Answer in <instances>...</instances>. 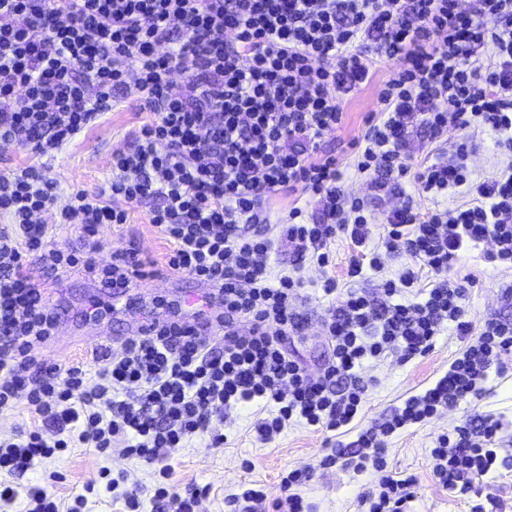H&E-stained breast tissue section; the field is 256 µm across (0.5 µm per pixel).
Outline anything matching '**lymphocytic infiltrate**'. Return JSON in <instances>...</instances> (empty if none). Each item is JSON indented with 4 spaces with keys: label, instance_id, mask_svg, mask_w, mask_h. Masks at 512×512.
Returning a JSON list of instances; mask_svg holds the SVG:
<instances>
[{
    "label": "lymphocytic infiltrate",
    "instance_id": "f902f5d3",
    "mask_svg": "<svg viewBox=\"0 0 512 512\" xmlns=\"http://www.w3.org/2000/svg\"><path fill=\"white\" fill-rule=\"evenodd\" d=\"M487 16L494 28L485 27ZM228 30L235 43L225 42ZM488 45L494 58L484 65L478 55ZM383 56L402 65L380 97L378 122L356 145L360 172L385 170L388 191H400L414 130L440 136L445 102L461 129H487L512 150V0H477L472 10L461 0H0V143L38 157L0 173V217L7 219L0 226V413L22 399L55 427L50 439L34 428L0 442V502L22 495L28 512H58L39 488L17 489L11 476L78 445L101 454L120 447L159 464L154 497L167 512H194L207 487L175 492L163 457L204 433L220 447L227 437L211 422L251 404L262 413L254 426L260 440L293 420L328 432L324 467L374 471L378 491L368 512H406L416 479L388 470L390 438L481 397L512 354V325L490 318L474 332L466 288L449 275L460 254L486 240L496 245V260L512 263V162L471 183L466 139L453 156L435 157L418 172L425 193L462 188L476 197L452 211L420 215L408 204L387 215L384 245L404 263L382 285L385 302L324 277L328 359L318 379L288 351L303 325V284L273 275L269 262L285 243L299 260L328 267L329 244L341 235L351 248L348 278L379 270L364 202L343 205L335 157L311 156L341 125V101ZM176 66L192 75L173 94L167 76ZM118 90L145 101L136 146L113 152L112 176L96 191L72 192L56 223H76V243L50 246L47 225L34 217L50 207L56 183L40 159L110 112ZM280 192L315 198L319 218L304 221L295 206L286 223H271L269 202ZM147 198L155 202L150 222L170 245L167 270L209 285L222 314L211 324L152 325L125 341L119 357L106 350L88 363L34 359L32 348L54 336L58 319L31 265L51 273L80 268L104 287H132L147 259L129 248L99 265L98 228L127 223L133 205ZM422 268L439 282L418 287ZM217 326L220 347L211 340ZM447 329L468 339L447 372L345 443L344 430L366 401V363L425 353ZM500 427L488 414L439 436L431 451L439 485L463 496L511 464L495 447ZM310 479L297 468L282 478L274 501L246 487L227 504L230 512H259L266 502L273 512H310L298 492ZM97 489L126 512H141L142 491L123 473L99 487L87 483L68 512H84Z\"/></svg>",
    "mask_w": 512,
    "mask_h": 512
}]
</instances>
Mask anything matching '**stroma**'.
I'll return each instance as SVG.
<instances>
[{"label": "stroma", "instance_id": "stroma-1", "mask_svg": "<svg viewBox=\"0 0 512 512\" xmlns=\"http://www.w3.org/2000/svg\"><path fill=\"white\" fill-rule=\"evenodd\" d=\"M398 67V61L390 58L376 62L369 82L343 99V123L325 135L320 147L321 153L336 155L346 196L363 199L377 218L371 227L370 244L382 251V269L367 272L358 286L379 302L384 299L383 281L394 277L401 264L399 257L381 248V220L385 214L401 208L407 201L412 202L416 212L424 214L435 209H453L470 200L464 192L437 196L419 192L415 174L421 165L437 154L452 153L465 134L474 143L466 164L475 179L484 180L498 174L512 160V152L498 147L493 133L472 129L464 134L452 122L436 138L425 133L415 134L409 168L400 179L401 192L386 194L376 187L373 177L359 174L353 144L365 134L369 117L379 111L380 93ZM116 100V106L105 118L96 121L57 152L45 156L44 163L55 178L57 188L53 209L38 215V223L53 224L56 209L67 203L71 192L95 190L110 177L113 151L133 148L135 133L146 119L143 102L121 93ZM153 206V200L142 201L132 209L128 224L100 228L98 237L103 244L98 256L100 264L109 263L113 251L129 247L149 255L155 264L164 263L168 246L148 222ZM492 249L491 242H484L453 266L455 273L472 279L468 287L467 318L477 331L489 318L512 323V265L492 260ZM270 264L274 274L298 276L305 282L304 296L297 305L304 325L292 340L290 349L301 359L309 376L318 377L326 357L322 326L326 303L320 291L322 270L309 260L297 262L295 254L286 248L272 253ZM41 282L51 307L59 314L61 322L73 331L68 348L61 353H52L46 346L36 349L37 358L48 364L86 357V348L77 342L78 336L83 334H118L133 322L158 315L186 324L195 321L192 309L185 303V295L196 288L197 283L185 274H147L138 280L136 290L117 302L113 301L110 289L100 287L93 276L81 270L46 275ZM464 345L463 338L447 330L438 336L434 347L426 354L407 360L390 356L368 364L362 372L363 379L370 382L367 402L354 420L353 429L364 427L401 405L410 395L430 386L447 371ZM491 413L503 415L504 426L498 434L500 453L512 455L510 357L505 359L501 374L487 383L482 399L443 411L431 421L391 440L386 454L389 468L418 479L410 504L412 512H470L474 505L486 503L491 497L499 503L498 512H512V470H502L500 475L485 483L478 494L457 497L443 490L432 472L431 450L438 436L472 420L474 415ZM257 418L256 408L245 406L233 412L226 422L214 423V430L227 436L223 447H208L207 437L197 436L172 454L170 463L174 468L175 489L193 483L209 488L208 495L199 499L196 512H225L227 498L237 493L244 483L261 487L269 498H276L280 494L282 473L296 468L306 469L313 475L312 481L300 489L303 498L311 504L312 512H362L361 497L374 488L372 472L357 473L339 465L324 468L325 433L299 420L291 421L272 441L262 442L253 429ZM103 470L113 474L124 471L144 487L154 486V467L126 456L119 448L113 449L107 457L91 448L68 449L19 476L15 484L42 488L64 510L75 495L83 492L84 484Z\"/></svg>", "mask_w": 512, "mask_h": 512}]
</instances>
